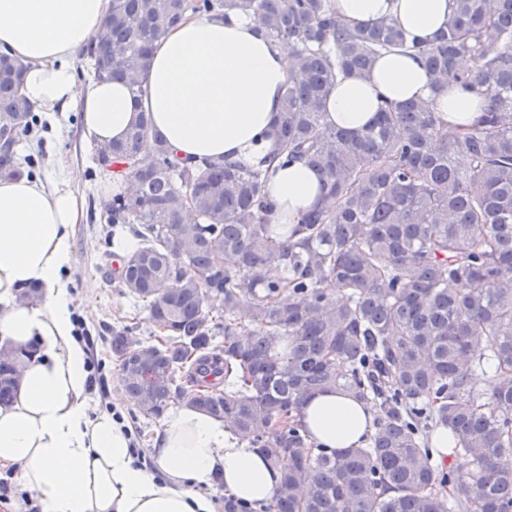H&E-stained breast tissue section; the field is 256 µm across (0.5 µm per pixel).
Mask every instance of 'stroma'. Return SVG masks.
<instances>
[{
    "instance_id": "obj_1",
    "label": "stroma",
    "mask_w": 512,
    "mask_h": 512,
    "mask_svg": "<svg viewBox=\"0 0 512 512\" xmlns=\"http://www.w3.org/2000/svg\"><path fill=\"white\" fill-rule=\"evenodd\" d=\"M15 152L18 161L28 163L31 175L43 179L58 167H65L75 192L84 201L83 219L72 238V265L65 280L75 300L88 296L93 299L92 309L77 311L92 337V354L103 365L102 385L90 392L91 409L96 413L119 411L139 447L151 451L163 422L131 407L110 348L115 328L132 325V334L140 341L149 336L151 329L147 310L128 294L112 269L118 250L103 210L104 202L112 197V186L97 162L96 146L82 139L79 113L38 111L30 132L20 136Z\"/></svg>"
}]
</instances>
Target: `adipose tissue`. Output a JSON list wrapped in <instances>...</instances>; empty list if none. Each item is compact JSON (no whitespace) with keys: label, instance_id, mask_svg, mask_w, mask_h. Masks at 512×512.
Masks as SVG:
<instances>
[{"label":"adipose tissue","instance_id":"1","mask_svg":"<svg viewBox=\"0 0 512 512\" xmlns=\"http://www.w3.org/2000/svg\"><path fill=\"white\" fill-rule=\"evenodd\" d=\"M352 25L393 19L408 41L444 29L453 0H333ZM112 0H0V53L21 60V91L34 109L81 115L84 138L119 141L139 116L179 158H226L260 166L288 79L285 53L257 18L191 17L155 42L139 95L115 81H80L75 60L97 39ZM426 103L454 127L471 126L484 103L465 85L433 91L420 59L408 51L380 55L364 76L338 78L326 109L335 126L365 127L383 102ZM274 224H297L322 198L321 175L301 162L275 166L267 184ZM82 199L67 173L50 181L0 183V344H35L13 400L0 405V467L42 512H215L216 483L246 503H270L281 473L223 419L189 405L173 410L156 442L151 466L135 464L130 438L110 413L92 416L88 353L74 336L75 300L63 278L72 261L74 224ZM39 287L38 299L21 293ZM299 419L316 448L366 447L374 412L346 392L308 394Z\"/></svg>","mask_w":512,"mask_h":512}]
</instances>
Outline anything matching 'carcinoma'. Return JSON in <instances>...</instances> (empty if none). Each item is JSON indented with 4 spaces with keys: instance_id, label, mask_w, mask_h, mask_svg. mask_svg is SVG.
I'll return each instance as SVG.
<instances>
[{
    "instance_id": "obj_1",
    "label": "carcinoma",
    "mask_w": 512,
    "mask_h": 512,
    "mask_svg": "<svg viewBox=\"0 0 512 512\" xmlns=\"http://www.w3.org/2000/svg\"><path fill=\"white\" fill-rule=\"evenodd\" d=\"M234 10L285 50L273 160L315 167L325 193L276 240L270 168L188 164L144 116L101 145L117 185L104 210L136 239L119 277L154 326L144 342L112 333L128 401L153 419L196 406L280 469L272 503L226 496L224 512H512V0H454L447 28L412 46L434 89L461 83L486 102L463 130L417 100L383 104L359 131L328 122L339 75L407 48L394 22L348 25L330 0H112L95 74L135 87L166 29ZM24 70L0 56L5 179L25 172L14 152L33 123ZM22 366L0 350V404ZM478 372L491 374L484 390ZM324 388L373 408L367 447L308 445L297 411ZM440 425L468 473L434 464Z\"/></svg>"
}]
</instances>
